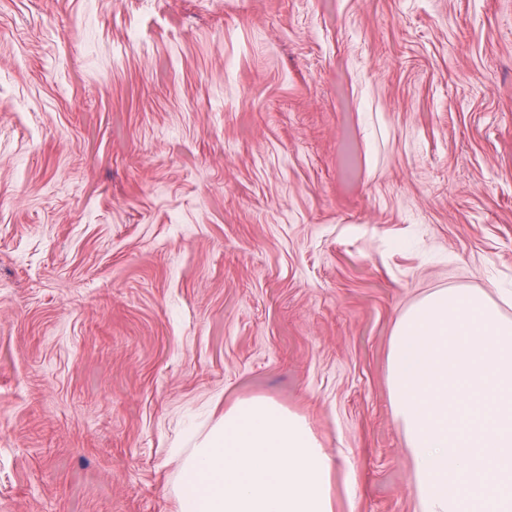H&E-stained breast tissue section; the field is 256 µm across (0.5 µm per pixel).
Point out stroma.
I'll return each instance as SVG.
<instances>
[{"instance_id":"obj_1","label":"stroma","mask_w":512,"mask_h":512,"mask_svg":"<svg viewBox=\"0 0 512 512\" xmlns=\"http://www.w3.org/2000/svg\"><path fill=\"white\" fill-rule=\"evenodd\" d=\"M512 319V0H0V512H177L238 399L416 512L387 353Z\"/></svg>"}]
</instances>
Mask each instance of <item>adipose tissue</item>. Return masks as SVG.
Instances as JSON below:
<instances>
[{"mask_svg":"<svg viewBox=\"0 0 512 512\" xmlns=\"http://www.w3.org/2000/svg\"><path fill=\"white\" fill-rule=\"evenodd\" d=\"M336 469L303 417L242 399L182 459L178 512H335Z\"/></svg>","mask_w":512,"mask_h":512,"instance_id":"1","label":"adipose tissue"}]
</instances>
